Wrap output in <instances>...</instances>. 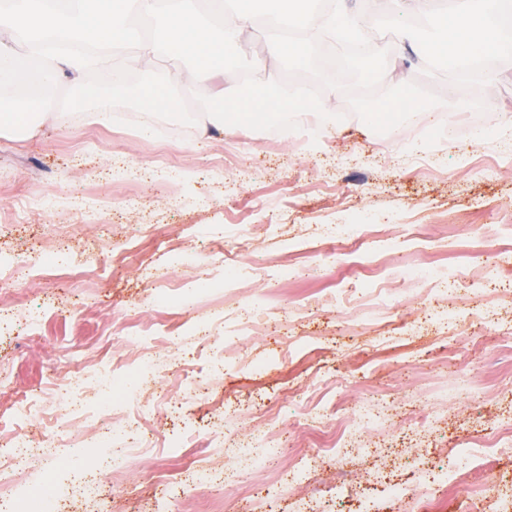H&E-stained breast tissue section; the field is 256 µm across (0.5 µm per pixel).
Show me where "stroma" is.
<instances>
[{
	"label": "stroma",
	"instance_id": "1",
	"mask_svg": "<svg viewBox=\"0 0 512 512\" xmlns=\"http://www.w3.org/2000/svg\"><path fill=\"white\" fill-rule=\"evenodd\" d=\"M372 30L388 52L379 90L415 82L442 99L384 134L351 113L337 89L320 97L348 113L340 124L305 122L288 139L206 129L192 97L238 87L240 75L227 70L183 85L197 116L191 126L119 106L105 121L93 110L0 131V274L41 257L23 291L0 294L13 315L0 330V448L13 434L3 404L23 392L39 405L33 434L59 448L57 458L32 460L23 481L52 473L75 512H241L252 499L259 512H291L298 490L285 479L316 455L319 434L339 432L361 405L387 401L386 428L363 435L376 452L325 458L330 477L409 482L440 460L457 466L458 453L480 443L486 458L441 487L438 512H485L483 497L465 486H512V441L503 437L512 427V296L465 282L447 299L427 300L401 278L418 264L449 274L473 266L487 235L507 250L502 269L512 279V131L499 122L512 115V66L474 94L467 81L434 70L418 45L396 42L384 26ZM245 38L258 81L312 85L288 74L253 32ZM468 121V141L424 137L429 125ZM268 224L275 232H265ZM362 224L394 226L399 247L357 232L348 242L320 236L328 225ZM253 256L260 269L228 277L226 265ZM86 261L92 273L75 275ZM371 270L395 300L360 322L356 303ZM247 298L256 302V330L237 336V306ZM34 309L43 320L32 340L25 320ZM132 319L152 331L159 383L131 390L121 411L142 417L159 442L93 503L67 466L77 459L99 470L87 419L66 415L56 398L61 376L46 364L126 371L141 355L118 341ZM204 324L215 325V340H202ZM174 344L188 364L167 360ZM314 396L327 404L319 432L300 410ZM225 401L239 407L242 433L276 417L287 452L220 496L157 490L154 473L207 458L200 442L223 431Z\"/></svg>",
	"mask_w": 512,
	"mask_h": 512
}]
</instances>
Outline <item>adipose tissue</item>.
Wrapping results in <instances>:
<instances>
[{
	"label": "adipose tissue",
	"instance_id": "ef3b65f1",
	"mask_svg": "<svg viewBox=\"0 0 512 512\" xmlns=\"http://www.w3.org/2000/svg\"><path fill=\"white\" fill-rule=\"evenodd\" d=\"M504 0H453L434 20L431 46L456 66L476 42L494 51L512 53V41L502 38Z\"/></svg>",
	"mask_w": 512,
	"mask_h": 512
}]
</instances>
